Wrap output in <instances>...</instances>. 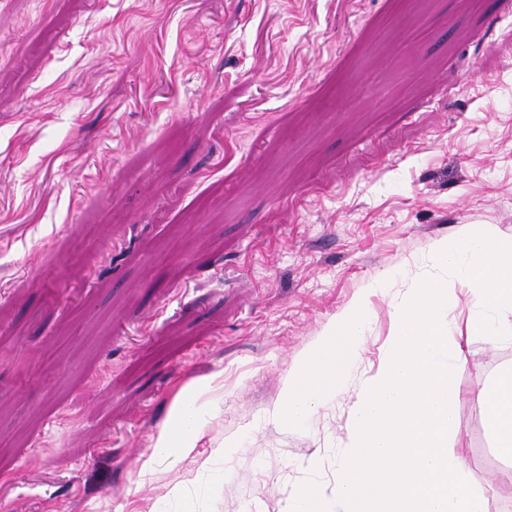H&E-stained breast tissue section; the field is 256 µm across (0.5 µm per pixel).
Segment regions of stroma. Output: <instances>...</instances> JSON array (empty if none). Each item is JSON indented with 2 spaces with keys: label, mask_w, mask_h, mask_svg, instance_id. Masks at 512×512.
Segmentation results:
<instances>
[{
  "label": "stroma",
  "mask_w": 512,
  "mask_h": 512,
  "mask_svg": "<svg viewBox=\"0 0 512 512\" xmlns=\"http://www.w3.org/2000/svg\"><path fill=\"white\" fill-rule=\"evenodd\" d=\"M467 224L512 234V0H0V512L330 490L395 305ZM363 293L339 391L267 424ZM460 344L456 446L512 512L478 398L512 345ZM215 375L197 450L140 475Z\"/></svg>",
  "instance_id": "stroma-1"
}]
</instances>
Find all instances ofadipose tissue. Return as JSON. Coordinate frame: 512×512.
Returning a JSON list of instances; mask_svg holds the SVG:
<instances>
[{"label":"adipose tissue","instance_id":"obj_1","mask_svg":"<svg viewBox=\"0 0 512 512\" xmlns=\"http://www.w3.org/2000/svg\"><path fill=\"white\" fill-rule=\"evenodd\" d=\"M367 301V296H359L305 348L300 363L288 376L281 403L268 415L270 422L288 430L296 428L335 395L366 336ZM480 399L495 450L509 464L502 476L512 483V364L500 368L481 390ZM209 403L208 392L203 389L196 398L175 404L172 423L156 437L141 474H149L157 464H175L195 450L205 434Z\"/></svg>","mask_w":512,"mask_h":512}]
</instances>
